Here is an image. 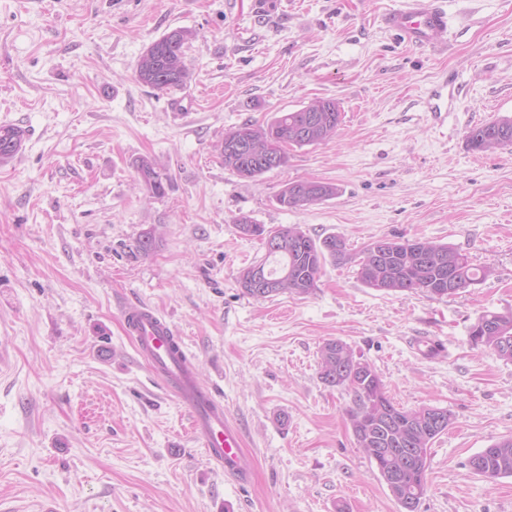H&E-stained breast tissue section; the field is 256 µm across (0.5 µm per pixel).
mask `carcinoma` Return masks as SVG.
<instances>
[{
    "label": "carcinoma",
    "mask_w": 512,
    "mask_h": 512,
    "mask_svg": "<svg viewBox=\"0 0 512 512\" xmlns=\"http://www.w3.org/2000/svg\"><path fill=\"white\" fill-rule=\"evenodd\" d=\"M192 37L185 29H175L152 42L137 62L138 81L164 91L182 85L186 79L184 47ZM341 110L332 99H315L306 106L278 112L259 124L251 120L228 129L224 138L250 144V151L220 150L224 167L244 179H254L288 162V152L265 161L256 153L270 138L281 139L302 148L319 144L335 135ZM25 131L14 124L0 125V161L13 158L22 148ZM470 147L487 152L512 146V117L502 116L473 128L468 134ZM138 181L153 196L165 194L170 177L156 160L141 156L133 162ZM336 185L313 180L286 183L277 196L286 209L319 204L335 197ZM239 231L260 238L265 259L258 265L268 268L273 278H284L276 294L307 296L318 288L326 264H356L359 280L368 288L384 293H426L454 295L481 283L486 272L474 266L469 257L444 244L424 241L429 255L416 252L412 241L378 239L361 251L351 252L346 241L336 235L314 239L295 226L268 228L247 216L234 219ZM471 342L512 361V312L481 314L470 328ZM320 378L329 386L352 391L354 408L348 410L349 425L359 448L367 455L398 505L415 496L421 501L427 492L429 450L434 440L448 431L452 415L443 409L444 422H431V406L395 409L392 418L385 410L394 402L385 387L370 378L374 368L356 359L351 347L339 338L326 340L320 348ZM373 448H390L389 455H373ZM470 470L487 479L512 476V438L491 444L469 460Z\"/></svg>",
    "instance_id": "carcinoma-1"
}]
</instances>
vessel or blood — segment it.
<instances>
[{
	"label": "vessel or blood",
	"mask_w": 512,
	"mask_h": 512,
	"mask_svg": "<svg viewBox=\"0 0 512 512\" xmlns=\"http://www.w3.org/2000/svg\"><path fill=\"white\" fill-rule=\"evenodd\" d=\"M382 22L412 48L434 46L448 31V14L437 0H404L403 7L384 14ZM126 321L138 354L189 408L191 430L209 458L226 476L245 477L248 463L241 451L240 432L229 422L223 405L197 381L170 323L149 306L131 309Z\"/></svg>",
	"instance_id": "vessel-or-blood-1"
}]
</instances>
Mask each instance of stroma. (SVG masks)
<instances>
[{
    "label": "stroma",
    "instance_id": "1",
    "mask_svg": "<svg viewBox=\"0 0 512 512\" xmlns=\"http://www.w3.org/2000/svg\"><path fill=\"white\" fill-rule=\"evenodd\" d=\"M277 2L0 0V124L26 132L0 162V512H400L356 444L351 391L320 378L328 338L400 407L452 414L418 512H512V477L468 466L512 437V361L469 336L480 314L512 311V148L467 142L512 116V0H442L448 32L425 49L382 24L402 0ZM179 28L194 34L184 85L139 83L141 53ZM443 79L455 98L437 123L425 99ZM315 98L341 107L332 140L255 179L225 168V130ZM141 156L166 169L164 195L139 184ZM294 180L339 193L282 208ZM242 215L356 253L434 241L490 275L447 297L386 294L329 264L312 294L258 300L236 282L265 253ZM142 304L239 426L247 482L209 460L137 355L123 311Z\"/></svg>",
    "mask_w": 512,
    "mask_h": 512
}]
</instances>
